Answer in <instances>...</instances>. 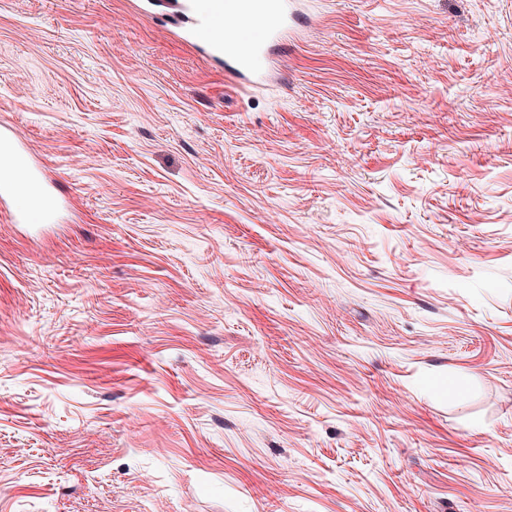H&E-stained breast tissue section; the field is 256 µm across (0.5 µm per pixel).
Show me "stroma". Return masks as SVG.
Segmentation results:
<instances>
[{
    "mask_svg": "<svg viewBox=\"0 0 512 512\" xmlns=\"http://www.w3.org/2000/svg\"><path fill=\"white\" fill-rule=\"evenodd\" d=\"M140 5L0 0V512H512V0ZM174 6L194 21L186 38L198 28L210 30L212 36L200 48L223 60L224 70L241 81L266 76L272 53L298 18L291 0H177ZM246 17L259 21L252 35L240 26ZM0 155L9 156L10 159L18 165H24L26 163L25 151L15 132L0 133ZM31 180L39 189L40 200L26 206H17L12 214L13 222L16 224L43 223L46 219L45 209L48 206V200L43 189L42 172L40 170L31 172Z\"/></svg>",
    "mask_w": 512,
    "mask_h": 512,
    "instance_id": "35a3bbf8",
    "label": "stroma"
}]
</instances>
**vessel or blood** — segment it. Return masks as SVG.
<instances>
[{"label":"vessel or blood","mask_w":512,"mask_h":512,"mask_svg":"<svg viewBox=\"0 0 512 512\" xmlns=\"http://www.w3.org/2000/svg\"><path fill=\"white\" fill-rule=\"evenodd\" d=\"M174 6L191 18L195 27L210 30L205 51L223 60L225 71L241 81L266 76L275 48L298 18L294 0H175ZM0 155L25 164V151L16 133H0ZM47 205L43 198L16 207L14 223L44 222Z\"/></svg>","instance_id":"obj_1"}]
</instances>
